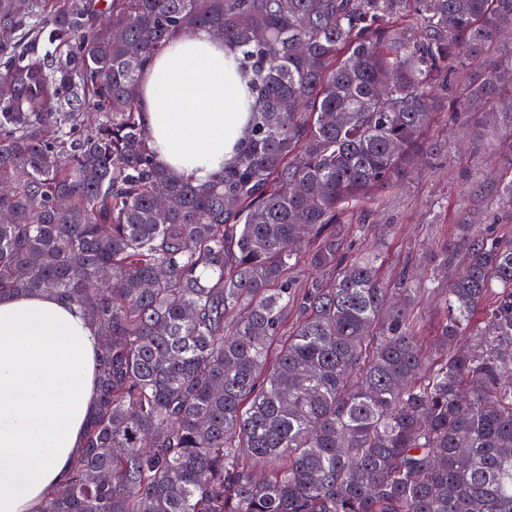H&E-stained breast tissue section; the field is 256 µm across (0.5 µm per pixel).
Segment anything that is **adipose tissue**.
Listing matches in <instances>:
<instances>
[{"mask_svg":"<svg viewBox=\"0 0 512 512\" xmlns=\"http://www.w3.org/2000/svg\"><path fill=\"white\" fill-rule=\"evenodd\" d=\"M157 165L196 185L234 161L251 99L224 41L175 34L138 87ZM96 327L56 294L0 293V512H37L82 456L97 405Z\"/></svg>","mask_w":512,"mask_h":512,"instance_id":"obj_1","label":"adipose tissue"}]
</instances>
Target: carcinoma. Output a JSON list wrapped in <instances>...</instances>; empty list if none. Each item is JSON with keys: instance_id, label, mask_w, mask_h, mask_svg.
Returning a JSON list of instances; mask_svg holds the SVG:
<instances>
[{"instance_id": "obj_1", "label": "carcinoma", "mask_w": 512, "mask_h": 512, "mask_svg": "<svg viewBox=\"0 0 512 512\" xmlns=\"http://www.w3.org/2000/svg\"><path fill=\"white\" fill-rule=\"evenodd\" d=\"M242 55L224 178L160 169L136 90L181 31ZM0 292L100 337L98 404L39 512H512V240L462 231L435 345L346 213L451 112L512 92V0H0ZM305 257L318 274L303 284Z\"/></svg>"}]
</instances>
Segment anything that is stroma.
<instances>
[{
  "mask_svg": "<svg viewBox=\"0 0 512 512\" xmlns=\"http://www.w3.org/2000/svg\"><path fill=\"white\" fill-rule=\"evenodd\" d=\"M429 136L441 145L435 164L419 163L400 186L378 191L351 212L353 223L363 226L355 250L379 252L385 286L406 271L423 287L412 308L427 342L440 313L439 298L427 287L435 280L444 288L449 280L436 269L433 253L443 242H456L463 224L512 239V206L504 201L501 178L512 167V115L498 114L495 131L479 148L463 112L440 113Z\"/></svg>",
  "mask_w": 512,
  "mask_h": 512,
  "instance_id": "35a3bbf8",
  "label": "stroma"
}]
</instances>
